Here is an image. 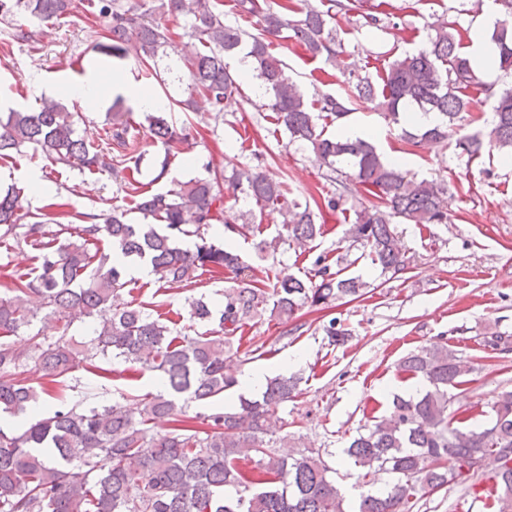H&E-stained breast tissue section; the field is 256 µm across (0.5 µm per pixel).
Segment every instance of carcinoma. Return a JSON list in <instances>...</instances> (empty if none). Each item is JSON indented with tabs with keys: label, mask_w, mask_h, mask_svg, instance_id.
Returning a JSON list of instances; mask_svg holds the SVG:
<instances>
[{
	"label": "carcinoma",
	"mask_w": 512,
	"mask_h": 512,
	"mask_svg": "<svg viewBox=\"0 0 512 512\" xmlns=\"http://www.w3.org/2000/svg\"><path fill=\"white\" fill-rule=\"evenodd\" d=\"M495 2L501 17L492 32L498 51L493 63L509 76L512 0ZM90 8L108 21L104 39L91 45L93 53L118 55L133 39L140 63L151 72L161 58L177 56L191 86L189 97L177 101L186 111L194 109L197 95L215 112L230 108L240 77L227 59L249 60L252 79L267 99L259 108L274 112L291 141L312 149L330 171L328 180L341 172L338 163L352 169L338 198L328 199L326 206L336 209L354 186L377 198L356 212L346 234L368 250L382 273L395 278L411 268L398 225L447 223L446 186L402 170L365 139L351 140L341 132L325 135L320 115L309 109L282 61L271 53L274 42L286 38L313 57L336 58L332 8L308 7L291 20V0H234L238 15L259 18L256 33L226 22L220 0H160L149 7L146 0H90ZM17 15L28 21L65 19L72 16V0H0L1 18ZM167 16L188 22L185 35L197 42L195 52L184 55L172 45ZM380 79L377 86L368 76L357 77L358 97L377 101L400 129V138L414 144L447 140L448 129L470 110V89L481 84L454 21L433 27L423 47L388 62ZM317 105L337 120L348 113L345 100L330 94L321 95ZM415 109L436 112L441 121L417 128L410 120ZM77 118L78 113L46 97L34 110H10L0 116V159L30 148L54 165L120 177L131 158L116 160L110 148L88 144L77 134ZM109 125L111 138L120 144L148 131L164 150L162 174L173 150L189 138L186 128L160 110L145 112L138 121L133 109L117 106ZM456 146L458 157L469 161L488 149L512 163V87L491 95L490 119L459 135ZM226 186L244 191L257 205L284 209L286 235L259 242L262 252H277L285 237L304 247L323 234L310 203L288 199L284 182L252 168L226 178L223 170L208 166L205 175L172 189L139 193L134 200L138 221L126 210L71 212L57 202L30 214L23 211L21 189L0 194V244L11 238L18 247L39 251L34 271L14 277L9 294L0 296V414H23L42 393L62 396L73 373L97 368L98 357L119 359L134 373L152 372L162 384V390L142 399L137 413L120 402L101 408L63 402L20 434L0 428V512H348L321 449L306 447L287 457L278 453L280 443L288 440L287 423L273 418L271 409L296 397V378H269L261 398L241 395L232 409L218 407L198 421L180 405L185 394L196 401H218L236 385L227 372L226 354L246 320L267 311L289 320L307 305L326 308L335 300H355L370 287L324 265L318 283L291 277L267 291L234 247L208 238V230L224 220ZM50 224L58 230L50 232ZM192 237L193 247L181 246ZM104 238L110 254L98 247ZM137 259L171 289L192 287L200 269L218 279L231 275L223 306L188 298L190 319L217 325L216 334L191 336L142 304H115L126 284V263ZM43 311L93 320L92 337L79 343L63 334L48 342L35 333L27 347H16L10 337L30 329ZM324 331L332 346L345 344L350 336L334 319ZM397 371L423 389L415 396L394 395L389 412L344 450L361 479L381 473L395 477L386 489L361 494L356 512H413L420 493L450 481L473 489L484 477L483 471L471 469L472 462L491 457L498 466L489 506L512 512V390L499 395L487 426L480 428L473 416L454 408L452 390L467 382L470 367L448 350L446 339L402 358ZM31 372L42 379L38 389L28 383ZM158 423L164 427L156 430Z\"/></svg>",
	"instance_id": "obj_1"
}]
</instances>
